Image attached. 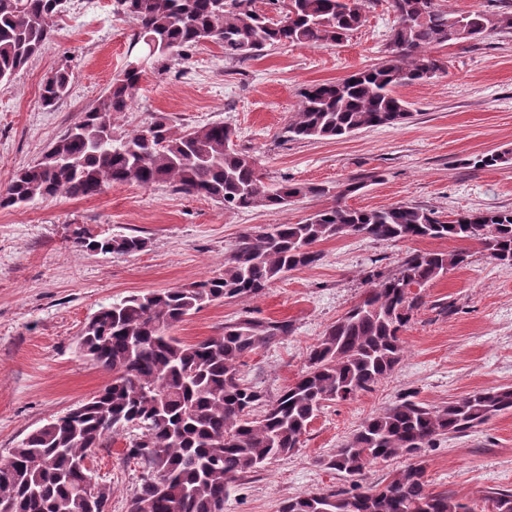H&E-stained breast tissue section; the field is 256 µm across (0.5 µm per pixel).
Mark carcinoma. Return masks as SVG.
<instances>
[{
	"instance_id": "obj_1",
	"label": "carcinoma",
	"mask_w": 512,
	"mask_h": 512,
	"mask_svg": "<svg viewBox=\"0 0 512 512\" xmlns=\"http://www.w3.org/2000/svg\"><path fill=\"white\" fill-rule=\"evenodd\" d=\"M112 0L113 13L135 21L131 45L155 46V58L183 55L215 43L228 58H255L279 44L318 47L342 42L366 22L378 0ZM63 0H0V88L55 32ZM396 24L380 64L336 82L311 85L288 123L290 140L341 138L410 118L395 88L446 68L439 49L512 34V12L456 13L437 0H388ZM467 23L466 36L450 39ZM142 71L125 69L108 92L67 128L31 165L17 171L0 193V208L57 195L90 197L114 184L168 183L176 190L224 203L226 210L281 211L293 199L333 195L335 203L296 224H271L262 235L240 233L224 270L187 286L127 296L102 307L79 338L81 354L112 372V381L88 401L29 433L0 457V512H107L111 488L86 497L85 460L109 436L139 434L126 456L140 461L141 478L129 512H224L235 483L299 448L308 426L330 401H347L373 389L400 363L402 331L425 286L466 260L462 251H417L391 275H367L369 288L327 327L307 355L306 369L276 399L243 382L241 359L288 337L286 321L244 316L224 334L187 343L176 324L214 302L257 297L292 270L320 263L315 245L341 235L380 241L477 240L488 256L512 266V209L461 212L442 221L419 205L362 210L344 200L362 189L349 179L331 190L286 181L265 183L259 162L236 148L222 123L178 129L166 117L121 138L112 120L128 109ZM71 73L59 69L42 85L41 104L67 98ZM75 242L92 253H136L135 235L79 233ZM512 410V386L469 393L432 406L405 393L385 411L364 420L340 448L319 461L348 478L375 460L414 457L444 436H456ZM495 512H512V491L489 497ZM280 512H475L469 503L429 488L417 461L360 492L327 489L292 497Z\"/></svg>"
}]
</instances>
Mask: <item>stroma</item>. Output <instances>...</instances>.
I'll return each instance as SVG.
<instances>
[{"mask_svg":"<svg viewBox=\"0 0 512 512\" xmlns=\"http://www.w3.org/2000/svg\"><path fill=\"white\" fill-rule=\"evenodd\" d=\"M394 21L386 0H379L340 44L274 46L232 62L222 47L206 43L181 58L155 61L113 129L130 133L156 113L178 128L223 122L235 129L237 149L257 158L266 183L333 187L354 179L364 184L346 199L356 209L408 203L443 219L466 210L512 209V164L477 163L512 150V36L442 48L446 73L397 89L411 113L405 124L338 139L286 138L302 91L383 61ZM132 30V22L113 14L111 0H68L54 38L0 89V191L104 95L126 65ZM62 66L72 73L71 93L49 110L41 104V87ZM331 203V197L310 196L278 213L228 211L166 184L126 183L93 197L60 195L0 208V454L110 382L111 373L77 346L101 307L218 274L244 230L295 224ZM79 231L136 235L145 247L133 254L89 253L74 242ZM319 249V265L286 273L258 297L213 303L177 324L173 335L196 342L243 315L290 323L285 340L241 360V377L273 399L301 375L309 348L327 326L359 301L370 270L393 273L417 250H461L467 259L419 288L421 305L402 333L404 356L391 375L353 399L326 403L300 448L237 482L224 512H279L283 501L298 495L378 485L409 466L411 457L375 461L351 480L319 461L404 393L442 405L512 386V267L490 259L478 242L347 235ZM129 439L126 432L106 439L86 458L96 480L112 489L109 512H128L142 476L125 454ZM422 459L434 490L469 499L476 512H494L489 491L512 490V411L439 440Z\"/></svg>","mask_w":512,"mask_h":512,"instance_id":"stroma-1","label":"stroma"}]
</instances>
